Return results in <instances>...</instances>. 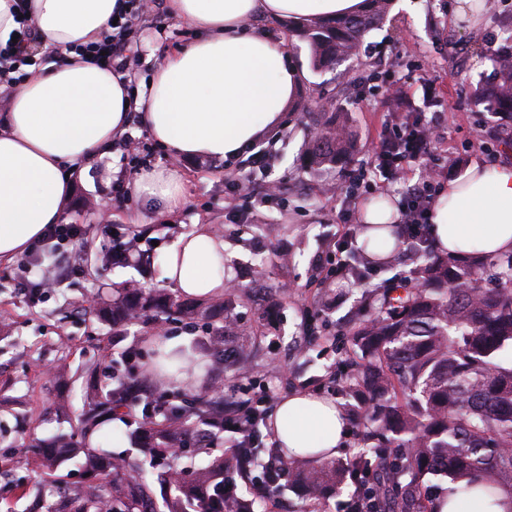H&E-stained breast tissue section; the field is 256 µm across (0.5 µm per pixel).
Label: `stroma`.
Masks as SVG:
<instances>
[{
    "mask_svg": "<svg viewBox=\"0 0 512 512\" xmlns=\"http://www.w3.org/2000/svg\"><path fill=\"white\" fill-rule=\"evenodd\" d=\"M383 25L364 38L355 79L345 84L338 70L311 66L308 45L288 33L285 21H268L266 31L282 42L292 63L304 66L301 91L281 128L261 139L257 147L266 158V173L282 183L274 197L239 196L238 181L249 171L250 155L233 160L196 159L177 166L182 174L185 202L173 214L161 204L132 194V166L145 170L169 167L172 157L140 124L130 126L137 148L123 156L112 147L104 156L76 173L72 198L61 218L82 225L76 249L96 252L103 242L127 233L143 234L141 248L149 262L83 270L70 276L60 292L30 300L14 286L15 265L0 267V512H27L30 498L22 486H39L44 501L56 482L78 480L73 462L52 475L24 465L29 436L49 438L68 430L55 412L58 388L49 374L60 353L72 368L98 362L102 379L126 351H140L139 364L149 368L148 345L155 336L185 337L191 352L212 331L213 323L233 321L227 344L244 349L250 375L224 373L229 395L261 399L274 414L276 402L290 391H310L335 399L342 409L351 402L340 395L335 378L350 348L349 327L364 293L405 275L413 259L400 253L397 261L379 268L364 263L358 273L335 275L337 263L350 260L361 244L354 229L365 203L377 196L402 203L408 180L367 188L362 169L381 139L391 130L393 108L389 89L405 82L413 100L411 117L427 120L436 103H444V136L448 144L445 178L461 177L475 164L491 165L512 158V148L489 151L485 145L497 131L512 133V115L492 117L471 101L473 89L493 77L484 52L489 42L512 34V0L483 6L477 29L450 24L455 0H393ZM194 31L172 17L166 7L136 20L127 67L134 87H141L173 49L192 40ZM349 115L354 159L348 168L310 169L304 145L330 113ZM110 201L108 216L96 206ZM213 225L224 236V257L232 280V304L214 319L191 322L173 314L158 323H138L122 335L98 323L81 303L101 299L135 281L146 288H167L164 253L194 224ZM263 263L255 277L254 263Z\"/></svg>",
    "mask_w": 512,
    "mask_h": 512,
    "instance_id": "35a3bbf8",
    "label": "stroma"
}]
</instances>
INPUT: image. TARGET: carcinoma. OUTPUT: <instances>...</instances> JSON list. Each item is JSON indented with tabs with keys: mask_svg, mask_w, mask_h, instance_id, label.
I'll return each instance as SVG.
<instances>
[{
	"mask_svg": "<svg viewBox=\"0 0 512 512\" xmlns=\"http://www.w3.org/2000/svg\"><path fill=\"white\" fill-rule=\"evenodd\" d=\"M357 15L291 30L307 42L315 69L357 56L366 34L386 18L391 0H365ZM493 81L477 86L473 99L496 115L512 110V35L491 47ZM344 126L326 123L314 132L311 165L341 164L350 155ZM420 257L408 275L373 297L372 317L350 331L354 357L340 375L342 393L368 409L356 416L355 451L347 460L312 466L286 448L265 446L264 413L248 412V433L230 459L215 458L188 474L178 447L201 428L224 431V413L206 388L166 393L163 382L118 371L101 384L99 367L85 366L81 412L70 430L51 441L33 439L38 466L54 472L76 462L84 482L64 484L50 512H156L145 465L161 463L164 512H255L256 499L225 491L227 467L249 466L272 456L288 479L302 487L298 512L354 486L347 512H436L448 491L466 493L484 483L486 492L512 488V253L461 258L416 247ZM188 319L204 315L194 306L140 287L124 288L101 302L97 317L120 328L133 316L158 321L171 311ZM114 416L132 418L145 436L140 454L114 455L94 448L89 435Z\"/></svg>",
	"mask_w": 512,
	"mask_h": 512,
	"instance_id": "carcinoma-1",
	"label": "carcinoma"
}]
</instances>
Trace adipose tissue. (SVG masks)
Returning <instances> with one entry per match:
<instances>
[{
  "label": "adipose tissue",
  "mask_w": 512,
  "mask_h": 512,
  "mask_svg": "<svg viewBox=\"0 0 512 512\" xmlns=\"http://www.w3.org/2000/svg\"><path fill=\"white\" fill-rule=\"evenodd\" d=\"M124 0H29L28 22L47 46L70 48L62 65L17 84L0 113V264L15 261L58 223L71 200L73 172L102 158L126 131L135 105L142 124L173 157L229 159L276 127L295 101L301 74L261 23H312L365 10V0H167L169 13L199 32L155 68L141 100L111 68L82 59L74 46L100 41ZM136 194L168 209L184 203L178 169L142 174ZM371 258L394 247L395 208L365 204ZM429 233L445 251L512 252V163L473 166L449 180L430 204ZM166 280L181 293L223 292L224 237L211 225L179 236L164 259ZM274 435L298 453L332 458L347 437L332 400L305 391L284 396Z\"/></svg>",
  "instance_id": "adipose-tissue-1"
}]
</instances>
